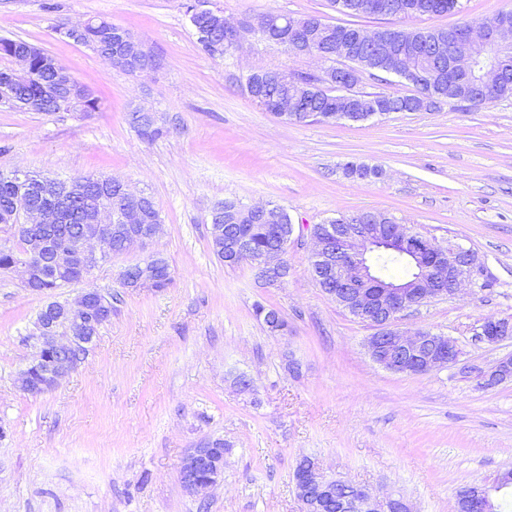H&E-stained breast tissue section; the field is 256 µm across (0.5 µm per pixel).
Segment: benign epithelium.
Listing matches in <instances>:
<instances>
[{"label":"benign epithelium","mask_w":512,"mask_h":512,"mask_svg":"<svg viewBox=\"0 0 512 512\" xmlns=\"http://www.w3.org/2000/svg\"><path fill=\"white\" fill-rule=\"evenodd\" d=\"M186 15L192 20L203 16H215L223 22L224 30L235 36V42L227 43L226 51L235 53L242 48L245 40V27L231 23L224 14L213 8L209 0H192ZM90 22L79 20L61 27L58 33L65 39L79 45L92 47L86 34ZM320 36L307 39L295 47L294 54L316 59L322 67L315 72H292L276 70L277 81L287 89L274 104L275 115L284 119L299 116L302 86L312 84L322 78L348 89H353L365 73L375 75L374 57L390 56L391 47L382 41L376 32L362 29L353 40L329 37L321 27ZM260 37L272 40L288 48V20L277 19L272 26L259 31ZM124 54L121 62L134 74H142L156 68L154 64L140 62L141 40L128 32L122 37ZM452 52L448 58V76L467 80L468 94L454 104L470 105L483 98V92L497 86L504 74L505 62L490 56L489 48L512 47V25L498 22L493 25L469 26L463 33L451 34ZM371 50L368 59L369 69L364 70L347 65L355 46ZM16 69L12 80L21 81L33 76L30 60L34 51L29 47L13 50ZM60 78L51 97L71 101L74 97H85L89 90L63 67L55 65ZM305 119L315 120L314 112H307ZM112 200L92 204L84 209L82 228L70 237L68 246L58 248L52 245V238L46 231L62 221L61 212L54 207H39L32 203L30 196L17 194L12 198L13 213L21 214L24 223L15 227L31 244L26 258L18 263L22 268L24 283H32L33 274L45 267L57 276H64L73 269L87 274L92 272L107 256L123 254L134 245L149 248L159 233L161 220L148 216L144 193L130 191L127 185L118 180ZM257 213L267 224H283L286 217L283 210L269 204H236L228 213L231 218L242 214ZM119 218L127 225L119 235V244L112 247V218ZM294 230L282 236L281 241L268 251L253 257L264 281L269 284L280 282L271 273L280 269L288 246L293 241ZM309 261L315 280L336 278V284L345 288L340 293L329 290L327 294L339 300L350 313L374 329L369 336L367 349L371 358L385 369L402 374H424L455 365L460 358V350L450 338L429 331L410 332L398 327L401 313L413 306L436 298H449L468 283L473 288L480 287L483 268L475 253L459 243L437 244L419 232L372 218L370 224H359L342 218L325 225L319 235H312ZM401 247L399 253L413 254L426 258L425 281L429 288L410 285H395L382 280L381 272L374 263V256L381 250ZM166 272L159 257L128 265L122 272L126 285L151 283ZM109 297L98 289H84L72 301H53L45 305V313L36 323L39 351L28 369H38L43 374L44 386H53L57 380L85 361L89 345L94 342L96 321L87 316V311L96 306L103 308ZM512 337V320L508 318L487 319L481 325V339L489 344H497ZM512 375V356L498 362L493 370L480 372L477 384L486 387L495 385ZM224 475V449L220 442L211 440L198 448H193L185 457L180 468V482L189 493H197L216 484ZM297 497L301 512H321L324 501L342 487L354 491V496L345 500L346 512H409L401 501L388 499L380 501L370 489L363 485L328 477L318 461L307 458L295 472ZM512 485V474L500 473L492 481L474 484L456 496L455 512H488L492 494Z\"/></svg>","instance_id":"1"}]
</instances>
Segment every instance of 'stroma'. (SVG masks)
<instances>
[{"mask_svg":"<svg viewBox=\"0 0 512 512\" xmlns=\"http://www.w3.org/2000/svg\"><path fill=\"white\" fill-rule=\"evenodd\" d=\"M188 2L0 0V37L43 47L100 100L96 112L0 107V172L113 176L151 195L163 224L156 249L171 270L166 288L124 287L122 269L143 257L133 249L50 296L26 288L20 268L0 272V512H299L294 472L304 457L411 512H452L460 487L512 469V378L481 387L472 375L512 356V339L490 345L478 336L484 320L512 317V97L361 123L286 121L251 100L246 72L317 63L255 35L242 53L211 58L186 20ZM212 2L246 25L268 11L389 24L343 15L328 0ZM509 10L512 0H459L454 13L401 24L475 26ZM95 16L140 37L157 69L116 71L54 31ZM135 105L157 112L163 137L138 136L128 121ZM349 163L381 174L347 176ZM227 198L290 215L302 244L289 249L282 283L214 255L210 214ZM363 211L461 242L486 267L489 287L412 307L399 320L454 340L455 366L385 370L367 353L371 328L315 281L313 226ZM86 287L111 294V320L54 389L24 393L19 374L34 354L37 313ZM258 302L281 312L286 334L256 320ZM241 374L253 392L239 391ZM214 439L229 448L224 479L189 494L182 460Z\"/></svg>","mask_w":512,"mask_h":512,"instance_id":"stroma-1","label":"stroma"}]
</instances>
